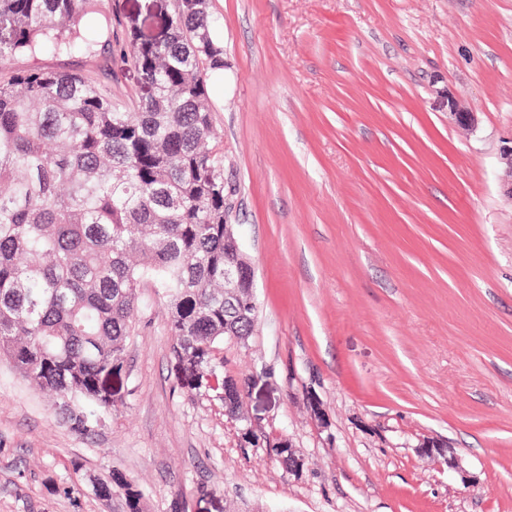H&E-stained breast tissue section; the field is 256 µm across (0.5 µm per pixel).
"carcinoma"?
<instances>
[{
  "label": "carcinoma",
  "instance_id": "cac0c4a2",
  "mask_svg": "<svg viewBox=\"0 0 512 512\" xmlns=\"http://www.w3.org/2000/svg\"><path fill=\"white\" fill-rule=\"evenodd\" d=\"M102 2L0 0V357L71 404L85 436L112 411L145 284L177 355L255 328L224 307L229 186L208 95L224 50L208 0H174L153 41ZM47 53L84 65L46 67ZM128 65L138 89L117 94Z\"/></svg>",
  "mask_w": 512,
  "mask_h": 512
}]
</instances>
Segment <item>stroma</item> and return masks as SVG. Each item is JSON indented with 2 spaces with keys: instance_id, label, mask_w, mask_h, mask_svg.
Here are the masks:
<instances>
[{
  "instance_id": "obj_1",
  "label": "stroma",
  "mask_w": 512,
  "mask_h": 512,
  "mask_svg": "<svg viewBox=\"0 0 512 512\" xmlns=\"http://www.w3.org/2000/svg\"><path fill=\"white\" fill-rule=\"evenodd\" d=\"M209 11L229 221L256 271V331L216 354L243 415L175 355L145 286L94 434L0 359V512H128L129 488L141 512H512V0Z\"/></svg>"
}]
</instances>
